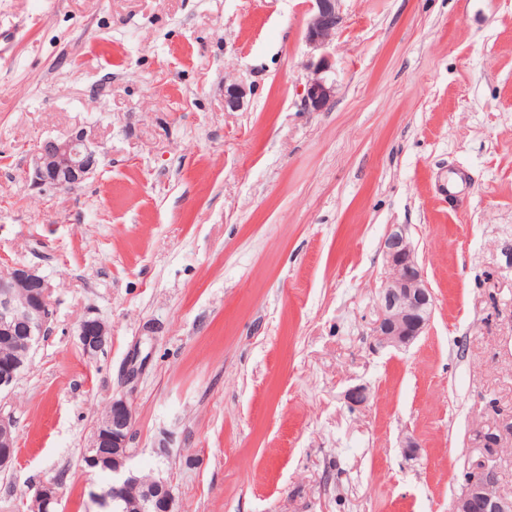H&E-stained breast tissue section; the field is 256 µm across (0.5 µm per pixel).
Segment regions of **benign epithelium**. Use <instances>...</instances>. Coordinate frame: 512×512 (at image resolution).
<instances>
[{"label":"benign epithelium","mask_w":512,"mask_h":512,"mask_svg":"<svg viewBox=\"0 0 512 512\" xmlns=\"http://www.w3.org/2000/svg\"><path fill=\"white\" fill-rule=\"evenodd\" d=\"M310 16L304 41L313 50H321L315 77L308 81L302 98L309 112L324 110L334 88L322 74L332 68L331 56L325 52L343 26L341 0H309ZM246 89L239 84L227 87L224 104L237 109ZM100 162L97 142L92 131L82 127L64 138H47L36 148L24 177L32 186H48L70 193L77 190L97 171ZM387 276L380 290L377 318L372 336L380 346L407 347L427 329L435 306L416 259L415 248L405 226L391 225L383 242ZM51 286L36 269L22 264L0 266V337L21 336L31 350L49 334L52 319ZM109 329L99 320L87 318L78 326L77 336L86 356L102 351L109 340ZM29 358L0 359V392L10 390L28 368ZM112 423L98 424L86 459L88 466L112 456L113 494H121L136 477L128 467L132 457L128 445L134 434L133 410L123 397L112 400ZM15 422L0 413V468L10 466L15 458ZM153 492L161 500L163 512H175V495L171 483L153 479ZM58 493L55 483L40 486L31 498L27 512H56ZM455 512H512V498L499 488L496 470L486 460H477L465 475V486L456 501Z\"/></svg>","instance_id":"obj_1"}]
</instances>
